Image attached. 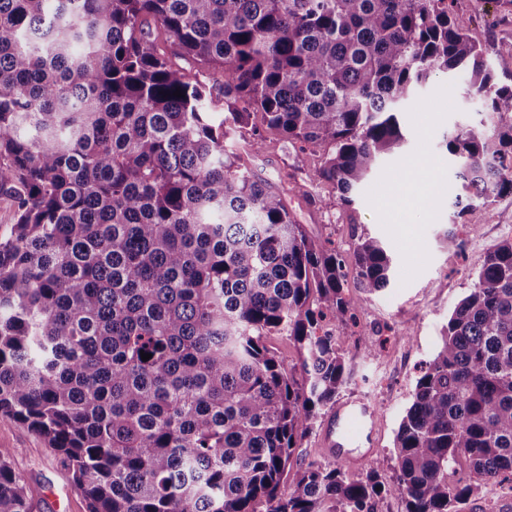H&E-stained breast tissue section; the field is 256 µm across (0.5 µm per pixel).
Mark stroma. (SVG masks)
<instances>
[{"label": "stroma", "instance_id": "obj_1", "mask_svg": "<svg viewBox=\"0 0 512 512\" xmlns=\"http://www.w3.org/2000/svg\"><path fill=\"white\" fill-rule=\"evenodd\" d=\"M454 18L485 48L498 75L512 76V0H459ZM419 96L426 107L409 102L399 116L406 135L402 152L380 160L349 205L331 185L314 181L321 152L274 134L258 153L244 142L236 144L248 169L286 191L289 208L311 234L329 238L347 256L358 237H375L393 255L396 276L388 288L367 294L350 287L356 322L338 342L351 370L342 398L364 397L376 412L373 454L346 470L355 477L373 469L387 483L396 476L394 439L422 367L436 356L451 311L473 287L478 259L512 238V195L494 197L465 214L455 205L462 192L458 163L443 140L486 120L481 100L462 76L452 74L439 76ZM417 160L426 162L430 184L442 193L438 206H430L408 177ZM291 186L299 187V194H288ZM310 194L316 205L307 203ZM0 452L12 454L16 472L30 488L34 512H87L44 438L0 416Z\"/></svg>", "mask_w": 512, "mask_h": 512}]
</instances>
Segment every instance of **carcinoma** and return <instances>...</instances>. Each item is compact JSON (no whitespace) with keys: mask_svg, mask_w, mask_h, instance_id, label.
<instances>
[{"mask_svg":"<svg viewBox=\"0 0 512 512\" xmlns=\"http://www.w3.org/2000/svg\"><path fill=\"white\" fill-rule=\"evenodd\" d=\"M457 2L0 0V190L16 207L0 236V415L45 438L88 512H376L385 494L460 512L512 482V239L479 258L416 381L395 481L294 469L350 378L347 262L226 150L246 128L255 151L271 131L327 145L314 178L349 204L401 149L399 105L459 73L492 122L445 143L455 205L512 195V82L455 24ZM175 58L211 71L222 119ZM353 267L367 294L393 279L375 238ZM32 508L0 452V512Z\"/></svg>","mask_w":512,"mask_h":512,"instance_id":"cac0c4a2","label":"carcinoma"}]
</instances>
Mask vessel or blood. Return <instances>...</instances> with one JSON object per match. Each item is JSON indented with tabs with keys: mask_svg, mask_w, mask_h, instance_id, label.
<instances>
[{
	"mask_svg": "<svg viewBox=\"0 0 512 512\" xmlns=\"http://www.w3.org/2000/svg\"><path fill=\"white\" fill-rule=\"evenodd\" d=\"M372 419L370 407L363 400L350 399L337 406L327 423L324 445L336 459L353 461L359 444Z\"/></svg>",
	"mask_w": 512,
	"mask_h": 512,
	"instance_id": "b4317fda",
	"label": "vessel or blood"
}]
</instances>
